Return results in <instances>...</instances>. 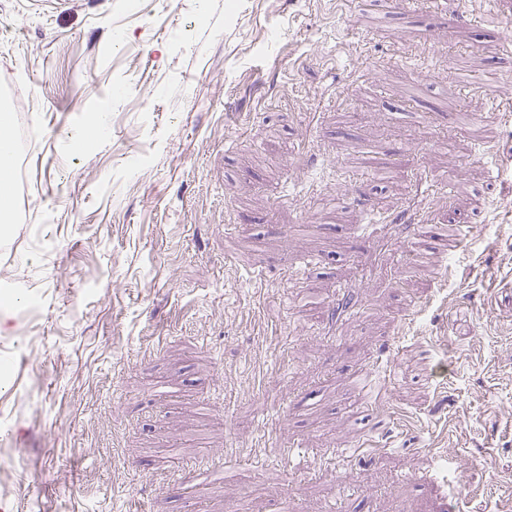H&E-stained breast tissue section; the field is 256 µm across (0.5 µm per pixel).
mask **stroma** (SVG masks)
I'll return each mask as SVG.
<instances>
[{
    "mask_svg": "<svg viewBox=\"0 0 512 512\" xmlns=\"http://www.w3.org/2000/svg\"><path fill=\"white\" fill-rule=\"evenodd\" d=\"M509 70L512 0H0V512H512ZM0 131V222L3 224L11 219L14 211V202L7 189L8 173L12 172L14 158L10 142L4 134L2 113Z\"/></svg>",
    "mask_w": 512,
    "mask_h": 512,
    "instance_id": "1",
    "label": "stroma"
}]
</instances>
